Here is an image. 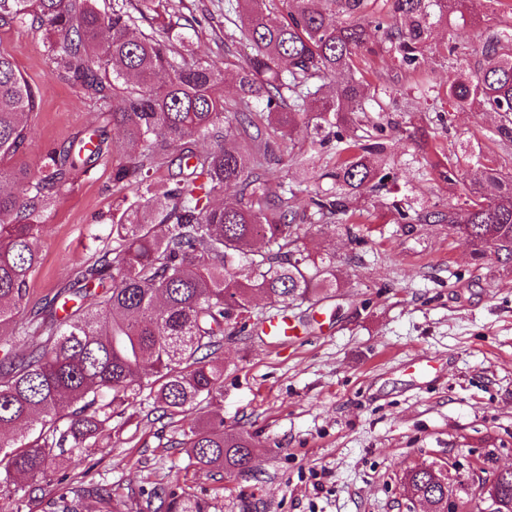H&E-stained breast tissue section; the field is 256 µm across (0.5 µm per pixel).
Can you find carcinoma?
Listing matches in <instances>:
<instances>
[{
	"instance_id": "1",
	"label": "carcinoma",
	"mask_w": 512,
	"mask_h": 512,
	"mask_svg": "<svg viewBox=\"0 0 512 512\" xmlns=\"http://www.w3.org/2000/svg\"><path fill=\"white\" fill-rule=\"evenodd\" d=\"M156 0H0V27L46 34L47 57L58 75L89 99L104 122L121 132L112 143V247L97 262L75 263L79 303L62 318L53 305L27 307L39 268L41 218L57 194L89 164L106 155L104 140L71 141L44 150L36 170L6 161L29 141L30 117L41 93L0 52V493L12 475L41 490L49 463L78 464L89 449L118 437L122 418L138 399L172 419L186 417L224 394V335L242 334L253 318L270 319L253 303L287 311L314 305L339 286L328 254L301 246L302 224L322 229L358 206L361 189L394 180L383 165L384 139L365 136L323 171L328 189L274 190L259 170L275 152L300 159L287 138L299 124L320 142H343V127L367 125L355 58L366 27L336 20V7L360 0H226L250 53L234 63L237 96L224 97V70L195 56L186 40L175 46L172 24L136 30V17L155 12ZM466 0H395L404 26L389 29L391 49L416 64L433 21L455 15L471 37L473 69L448 87L460 109L498 115L497 134L512 142V22L483 28L466 17ZM344 81L322 94L318 81ZM262 104L253 109V102ZM213 141L206 152L198 142ZM234 202H219L224 190ZM403 224H453L480 259L512 264V171L484 167L471 196L446 211L392 202ZM26 351L18 353L19 344ZM171 447L187 449L188 465L226 471L247 468L253 438L224 430V418L196 417L180 426ZM407 492L435 512L448 510V476L422 466L404 477ZM489 485L499 507L512 512V472H495ZM100 512H125L110 485L72 486L47 501L48 512H79L85 495ZM158 505H153V501ZM154 512H208L185 492L160 487L149 496Z\"/></svg>"
}]
</instances>
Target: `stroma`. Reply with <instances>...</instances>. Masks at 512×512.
<instances>
[{
	"label": "stroma",
	"instance_id": "35a3bbf8",
	"mask_svg": "<svg viewBox=\"0 0 512 512\" xmlns=\"http://www.w3.org/2000/svg\"><path fill=\"white\" fill-rule=\"evenodd\" d=\"M198 25L194 52L223 65L246 47L224 17V0H175ZM458 18L433 24L418 71L394 57L386 32L371 28L356 58L369 89L368 115L383 116L386 163L413 207L444 210L461 204L477 178L468 145L477 143L496 165L512 167L499 143L494 114L456 109L448 88L473 63L451 49ZM45 34L0 29L10 55L42 93L35 134L11 158L36 169L46 147L103 130L92 103L60 80L44 52ZM292 138L308 173L270 158V186L305 184L331 163L335 144L319 146L309 129ZM453 166L454 180L439 170ZM354 216L363 243L344 228H308V250L333 256L341 286L320 304L291 313L300 334L289 340L249 326L224 339V396L208 407L225 429L256 436L246 472L188 466L171 447L173 429L151 402L136 407L119 441L100 442L85 468L50 465L40 484L49 495L62 476L84 485L109 484L143 512L141 490L173 487L204 499L210 512H427L410 503L408 470L435 465L451 488L478 494L492 471L512 466V269L479 260L450 225L398 223L391 194L364 191ZM112 161H99L63 189L44 217L40 265L29 306L39 307L72 278V262L94 261L112 241Z\"/></svg>",
	"mask_w": 512,
	"mask_h": 512
}]
</instances>
